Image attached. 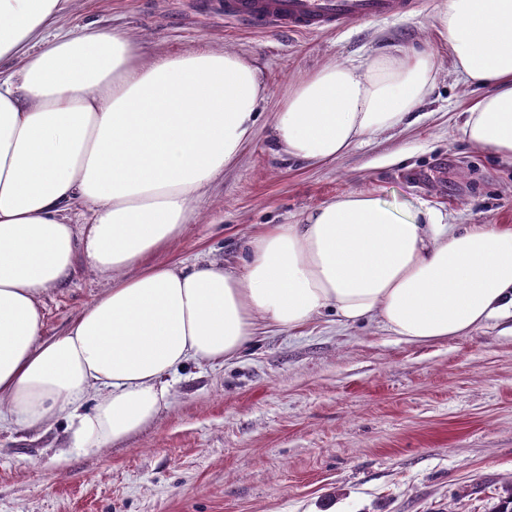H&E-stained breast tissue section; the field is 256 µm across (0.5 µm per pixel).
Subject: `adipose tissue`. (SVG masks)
<instances>
[{"mask_svg": "<svg viewBox=\"0 0 512 512\" xmlns=\"http://www.w3.org/2000/svg\"><path fill=\"white\" fill-rule=\"evenodd\" d=\"M64 2L0 0V401L11 423L65 417L78 448L123 440L157 417L178 368L237 356L260 318L291 331L330 311L428 343L512 314L511 227L452 224L425 204L405 213L358 190L253 235L241 266L147 263L250 140L266 85L235 52L145 65L120 30L50 35ZM434 20L453 72L478 93L463 140L512 163V0H439ZM437 72L426 49L327 63L289 86L273 143L299 162L336 160L402 126ZM75 211L88 223L73 224ZM79 255L112 286L44 337L40 298Z\"/></svg>", "mask_w": 512, "mask_h": 512, "instance_id": "obj_1", "label": "adipose tissue"}]
</instances>
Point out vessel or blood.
<instances>
[{
  "instance_id": "vessel-or-blood-1",
  "label": "vessel or blood",
  "mask_w": 512,
  "mask_h": 512,
  "mask_svg": "<svg viewBox=\"0 0 512 512\" xmlns=\"http://www.w3.org/2000/svg\"><path fill=\"white\" fill-rule=\"evenodd\" d=\"M226 22L262 25L293 32L388 17L408 9L411 0H205Z\"/></svg>"
}]
</instances>
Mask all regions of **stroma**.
<instances>
[{
  "instance_id": "1",
  "label": "stroma",
  "mask_w": 512,
  "mask_h": 512,
  "mask_svg": "<svg viewBox=\"0 0 512 512\" xmlns=\"http://www.w3.org/2000/svg\"><path fill=\"white\" fill-rule=\"evenodd\" d=\"M412 2L395 20L288 34L225 22L198 0H66L53 33L121 29L145 64L201 48L238 52L267 85L252 138L150 262L238 264L266 225L352 190L428 204L453 224L512 227V165L462 140L460 114L475 93L437 40L438 0ZM423 48L439 71L416 122L320 166L276 153L270 127L288 85L328 62ZM111 285L76 258L41 297L46 335ZM509 485L511 316L429 343L403 341L375 319L343 326L330 313L295 331L266 328L230 362L178 369L156 419L101 448H74L61 417L38 430L0 422V512H491Z\"/></svg>"
}]
</instances>
